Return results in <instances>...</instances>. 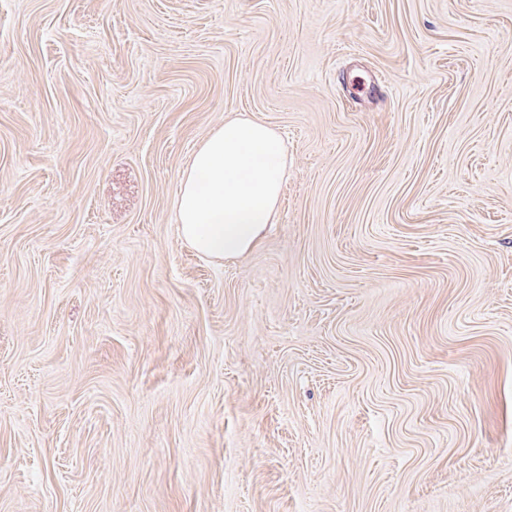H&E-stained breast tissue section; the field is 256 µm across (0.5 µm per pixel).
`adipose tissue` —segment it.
Returning <instances> with one entry per match:
<instances>
[{"mask_svg": "<svg viewBox=\"0 0 512 512\" xmlns=\"http://www.w3.org/2000/svg\"><path fill=\"white\" fill-rule=\"evenodd\" d=\"M286 153L266 124L230 118L211 132L181 173V238L199 254L233 259L253 250L276 223Z\"/></svg>", "mask_w": 512, "mask_h": 512, "instance_id": "1", "label": "adipose tissue"}]
</instances>
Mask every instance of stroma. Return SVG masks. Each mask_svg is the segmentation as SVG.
<instances>
[{"label": "stroma", "instance_id": "stroma-1", "mask_svg": "<svg viewBox=\"0 0 512 512\" xmlns=\"http://www.w3.org/2000/svg\"><path fill=\"white\" fill-rule=\"evenodd\" d=\"M0 512H512V0H0ZM286 159L280 137L266 124L225 119L181 172L180 237L215 260L253 250L276 224Z\"/></svg>", "mask_w": 512, "mask_h": 512}]
</instances>
